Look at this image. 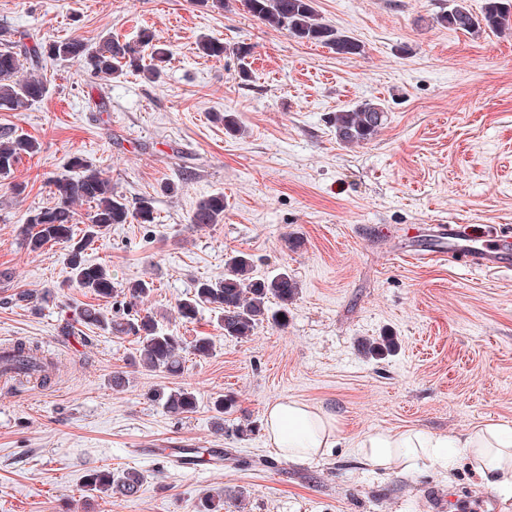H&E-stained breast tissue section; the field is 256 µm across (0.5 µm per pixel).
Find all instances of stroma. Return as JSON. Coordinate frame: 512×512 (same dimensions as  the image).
<instances>
[{"mask_svg": "<svg viewBox=\"0 0 512 512\" xmlns=\"http://www.w3.org/2000/svg\"><path fill=\"white\" fill-rule=\"evenodd\" d=\"M447 5L316 0L327 23L363 45L346 59L266 27L242 0L226 12L210 0H0V25L30 41L94 46L147 28L170 53L155 82H104L43 60L46 97L0 112V127L40 144L0 179V339L37 345L57 363L47 386L0 389V512H197L205 492L223 495L224 512H472L487 498L512 512V492L483 486L464 458L386 475L353 452L379 429H512V274L404 256L411 225L512 227V34L443 28L435 18ZM204 36L251 54L202 56ZM368 99L386 107V125L368 144L340 146L331 116ZM224 112L244 134L225 132ZM76 155L128 204L154 200L155 223L113 225L89 255L115 279L152 278L141 310L163 328L213 337V356L189 359L183 374L131 369L135 337L59 332L94 297L69 284L64 244L33 252L19 231L54 205L52 182ZM215 194L223 222L195 228L196 204ZM234 250L251 255L255 276L285 269L298 281L286 327L264 323L240 340L221 335L207 309L196 323L179 320L177 301L198 279L223 277ZM22 290L54 300L39 311L11 303ZM382 336L395 351L365 356L361 342ZM122 371L130 384L113 389ZM160 386L191 388L195 412L175 417L149 400ZM222 395L234 407L219 432ZM280 397L335 414L337 447L303 463L273 454L263 411ZM173 443L232 458L223 472L192 474L155 456ZM95 468L138 470L142 487L89 494Z\"/></svg>", "mask_w": 512, "mask_h": 512, "instance_id": "1", "label": "stroma"}]
</instances>
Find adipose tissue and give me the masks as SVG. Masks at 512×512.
<instances>
[{
	"label": "adipose tissue",
	"mask_w": 512,
	"mask_h": 512,
	"mask_svg": "<svg viewBox=\"0 0 512 512\" xmlns=\"http://www.w3.org/2000/svg\"><path fill=\"white\" fill-rule=\"evenodd\" d=\"M264 422L268 447L294 461L325 456L340 439L335 415L294 398L267 403ZM452 448L461 449L488 487L512 488V430L493 422L456 437L436 436L420 428L376 430L359 438L353 451L374 470L409 474L423 462L447 460Z\"/></svg>",
	"instance_id": "1"
}]
</instances>
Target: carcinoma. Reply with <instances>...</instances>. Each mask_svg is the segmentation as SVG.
<instances>
[{"mask_svg":"<svg viewBox=\"0 0 512 512\" xmlns=\"http://www.w3.org/2000/svg\"><path fill=\"white\" fill-rule=\"evenodd\" d=\"M315 0H243L247 11L266 27L286 30L291 36L329 47L343 57L360 55L363 46L345 32L325 23L314 6ZM437 24L452 31L479 33L485 29L499 32L512 29V0H485L483 10L473 13L466 0H448V9L436 18ZM151 49L150 59L144 52ZM199 51L207 57L219 58L228 52L246 57L245 46L229 47L218 38L203 40ZM72 62L90 75L109 81L127 72H138L155 77L160 64L166 62L165 52L155 47L154 34L141 30L135 40L108 37L92 47L83 40L72 37L39 42L27 46L22 40L12 39L9 29L0 27V111H18L42 100L48 93L46 79L39 65L44 58ZM27 60L32 68L23 77L21 60ZM388 112L375 100H364L352 107L336 111L333 118L336 140L344 147L365 145L375 138L386 124ZM39 151V143L26 135L7 128L0 130V178L11 175L15 165L25 156ZM70 168L78 171L75 177L61 176L53 180L56 202L54 206L39 210L21 226L20 235L28 248L35 252L44 245L68 244L66 263L72 281L106 303L123 298L127 314L123 318H109L98 304L85 303L74 310L73 322L62 326L63 334L71 335L73 324L93 325L117 336L137 338L136 356L131 365L148 372L157 370L178 374L184 369L188 356L207 359L213 355L214 343L209 336H197L191 342L159 328L153 316L141 314L138 305L154 291L153 280L135 279L118 281L101 264L88 258V250L104 231L114 224H127L132 220L139 224L155 223L153 199L141 197L131 208L112 187L110 180L100 170L81 156L70 159ZM91 205L87 222L78 224L74 206ZM224 217V196L211 195L199 201L192 211L190 222L198 228L210 227ZM300 286L288 274L280 271L274 275L253 276L251 257L236 252L225 258L224 277L217 280L199 279L193 291L176 304L179 317L193 323L204 307L218 312L217 325L224 337L244 339L253 335L256 327L264 322L284 327L288 323L289 306L296 300ZM395 342L383 336L363 344L370 357L392 352ZM35 359L33 349L24 343L15 347L14 360L22 365L18 373L31 376L33 372L23 368ZM152 401L173 416H183L195 411L197 398L194 391L184 388L159 387L149 393ZM143 483V476L135 470L114 473L110 470H94L86 476L85 487L94 493H106L122 497L136 495ZM224 497L204 493L199 499L198 512H222Z\"/></svg>","mask_w":512,"mask_h":512,"instance_id":"1","label":"carcinoma"}]
</instances>
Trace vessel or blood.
Listing matches in <instances>:
<instances>
[{
  "instance_id": "1",
  "label": "vessel or blood",
  "mask_w": 512,
  "mask_h": 512,
  "mask_svg": "<svg viewBox=\"0 0 512 512\" xmlns=\"http://www.w3.org/2000/svg\"><path fill=\"white\" fill-rule=\"evenodd\" d=\"M433 237L436 248L417 249L414 260L448 256L486 274L512 272V236L508 233L494 234L477 224H437Z\"/></svg>"
}]
</instances>
